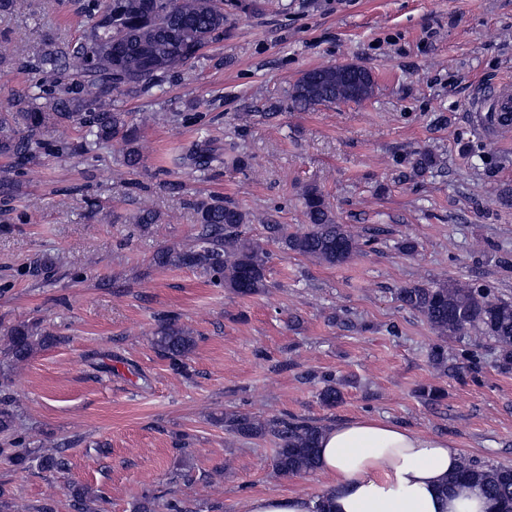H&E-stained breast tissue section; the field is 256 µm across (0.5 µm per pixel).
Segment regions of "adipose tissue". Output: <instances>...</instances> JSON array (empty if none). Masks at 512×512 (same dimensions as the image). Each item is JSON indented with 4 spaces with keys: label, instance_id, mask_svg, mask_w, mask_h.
Returning <instances> with one entry per match:
<instances>
[{
    "label": "adipose tissue",
    "instance_id": "ef3b65f1",
    "mask_svg": "<svg viewBox=\"0 0 512 512\" xmlns=\"http://www.w3.org/2000/svg\"><path fill=\"white\" fill-rule=\"evenodd\" d=\"M318 472L328 484L313 498L260 494L242 512H492L475 485L449 487L460 451L448 439L375 416L327 426L319 441Z\"/></svg>",
    "mask_w": 512,
    "mask_h": 512
}]
</instances>
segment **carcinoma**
Returning a JSON list of instances; mask_svg holds the SVG:
<instances>
[{
  "mask_svg": "<svg viewBox=\"0 0 512 512\" xmlns=\"http://www.w3.org/2000/svg\"><path fill=\"white\" fill-rule=\"evenodd\" d=\"M250 7L245 0H86L90 31L85 42L46 49L37 54L33 64L38 74L71 70L76 82L47 86L35 79L23 94L14 97L9 110L0 113V156L17 165L42 154L66 153L88 160L101 147L119 140L126 146L124 164L138 167L141 156L135 142L139 126L129 113L118 111V96L162 88L168 78L198 62L201 50L220 40L230 20ZM346 69L345 65L327 66L302 74L292 87L293 107L302 111L324 103H359L369 98L374 86L371 72L365 71V82L353 93L343 80ZM66 123L81 130L79 143L54 146L45 139L49 125ZM185 159L196 170L205 171L219 155L211 143L203 141L194 144ZM301 200L306 228L290 233L283 224H266L267 241L285 255L314 258L330 266L353 258L359 250V237L337 221L322 191L308 185ZM190 207L201 226L199 244L186 251L160 249L154 254V263L198 269L213 285L241 296L266 292L272 253L247 234L249 214L218 197L196 199ZM397 299L420 315L441 339H465L478 332L493 344L496 367L505 374L512 372V300L496 297L490 289L472 282L451 280L400 288ZM51 340L52 334L42 329L40 322H22L3 334L0 357L9 370ZM153 346L172 370L182 373L196 338L178 316L163 314L156 319ZM320 382L319 399L324 406L332 408L342 402L333 374H322ZM15 421L9 398H0V434L5 436L0 457L16 466H36L52 474L68 469L63 455L25 447L24 440L14 434ZM214 422L237 437L271 439L275 444L273 467L283 476L317 470L323 427L311 419L292 414L261 419L233 411ZM460 482L479 485L494 502L495 512H512L511 466H479L463 459L449 485ZM69 495L75 512H90V503L98 500L86 486H70ZM133 512L188 510L178 499L161 504L154 497H144Z\"/></svg>",
  "mask_w": 512,
  "mask_h": 512,
  "instance_id": "1",
  "label": "carcinoma"
}]
</instances>
